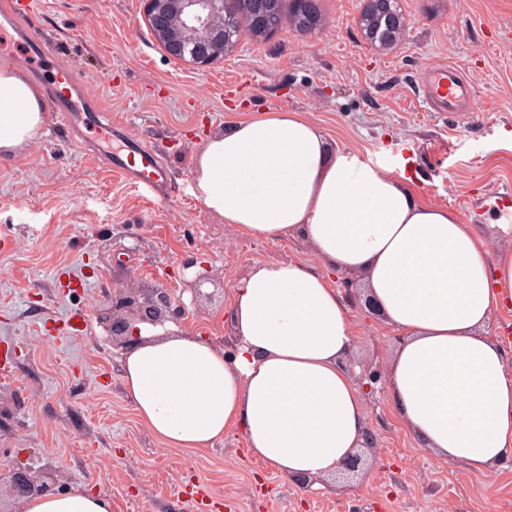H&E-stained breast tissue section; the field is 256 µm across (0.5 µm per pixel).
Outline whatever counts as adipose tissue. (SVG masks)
<instances>
[{"instance_id": "adipose-tissue-1", "label": "adipose tissue", "mask_w": 512, "mask_h": 512, "mask_svg": "<svg viewBox=\"0 0 512 512\" xmlns=\"http://www.w3.org/2000/svg\"><path fill=\"white\" fill-rule=\"evenodd\" d=\"M38 90L0 68V155L42 129ZM192 178L204 206L245 235L297 239L314 260L251 263L225 319L232 354L167 327H144L120 359L141 423L170 448L195 450L240 432L247 452L288 480L330 477L369 429L351 308L332 273L360 277L399 335L386 393L435 459L493 475L512 467V360L489 328L512 301V225L493 240L409 180L339 153L301 113L264 112L207 138ZM21 512H112L72 486Z\"/></svg>"}]
</instances>
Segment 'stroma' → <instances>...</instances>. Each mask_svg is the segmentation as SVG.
I'll return each mask as SVG.
<instances>
[{
    "label": "stroma",
    "mask_w": 512,
    "mask_h": 512,
    "mask_svg": "<svg viewBox=\"0 0 512 512\" xmlns=\"http://www.w3.org/2000/svg\"><path fill=\"white\" fill-rule=\"evenodd\" d=\"M397 45L367 43L364 0H320L322 27L282 25L245 38L206 68L168 58L141 0H34L27 22L87 82L125 135L106 141L45 120L24 148L0 157V349L15 374L0 380V468L14 457L112 501V512H512V469L493 476L438 462L394 414L370 402L377 439L368 473L348 490H302L249 456L243 437L196 452L169 448L137 418L120 379V353L96 321L113 291L182 287L207 273L205 296L184 294L182 328L216 345L230 329L232 288L254 261H311L301 241L240 234L194 193L206 139L257 112L288 109L317 123L338 151L394 166L427 202L487 235L512 217V0H399ZM454 63L472 84L461 111H425L418 89L433 65ZM158 149L175 195L156 201L106 167L127 141ZM67 269L85 281L69 295ZM355 373L384 365L395 334L363 300L351 303ZM86 315L68 337L46 327ZM204 482L196 504L187 487Z\"/></svg>",
    "instance_id": "obj_1"
}]
</instances>
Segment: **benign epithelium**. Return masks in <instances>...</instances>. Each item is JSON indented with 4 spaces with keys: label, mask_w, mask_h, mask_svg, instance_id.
<instances>
[{
    "label": "benign epithelium",
    "mask_w": 512,
    "mask_h": 512,
    "mask_svg": "<svg viewBox=\"0 0 512 512\" xmlns=\"http://www.w3.org/2000/svg\"><path fill=\"white\" fill-rule=\"evenodd\" d=\"M148 27L166 54L179 61L208 67L224 60L227 48L239 45L242 33L224 31V0H143ZM253 22L265 24L279 0H250ZM182 303L164 286L143 290L121 288L99 315V322L112 337V346L125 349L133 341L139 325H161L177 321ZM363 456L348 457L334 475L337 482L349 479L363 467ZM60 487L47 482L17 460L0 472V512H19L20 504L34 496L54 495Z\"/></svg>",
    "instance_id": "7a95c632"
}]
</instances>
